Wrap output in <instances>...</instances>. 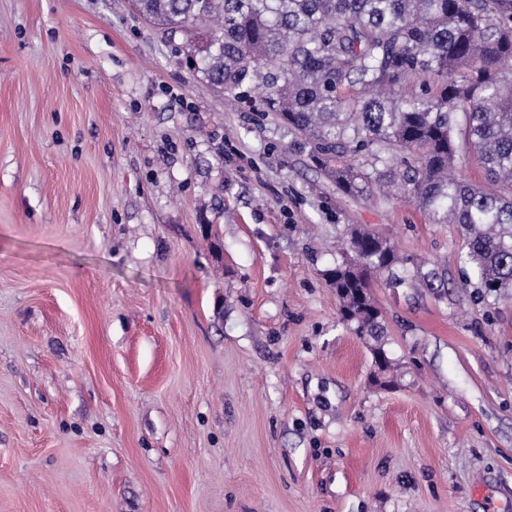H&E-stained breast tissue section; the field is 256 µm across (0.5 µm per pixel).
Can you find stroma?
<instances>
[{
	"mask_svg": "<svg viewBox=\"0 0 512 512\" xmlns=\"http://www.w3.org/2000/svg\"><path fill=\"white\" fill-rule=\"evenodd\" d=\"M353 224L450 282L374 284L378 342L326 277ZM462 248L130 0H0V512H512V296Z\"/></svg>",
	"mask_w": 512,
	"mask_h": 512,
	"instance_id": "35a3bbf8",
	"label": "stroma"
}]
</instances>
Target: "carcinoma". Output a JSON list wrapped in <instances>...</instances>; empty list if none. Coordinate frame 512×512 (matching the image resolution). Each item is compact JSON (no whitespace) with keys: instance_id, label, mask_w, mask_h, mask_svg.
Segmentation results:
<instances>
[{"instance_id":"carcinoma-1","label":"carcinoma","mask_w":512,"mask_h":512,"mask_svg":"<svg viewBox=\"0 0 512 512\" xmlns=\"http://www.w3.org/2000/svg\"><path fill=\"white\" fill-rule=\"evenodd\" d=\"M148 24L182 37L214 90L259 94L308 147L336 193L367 201L390 185L431 224H455L482 296L512 288V0H133ZM474 159L484 183L449 174ZM448 287L436 266L352 226L327 271L342 319L383 327L371 284Z\"/></svg>"}]
</instances>
